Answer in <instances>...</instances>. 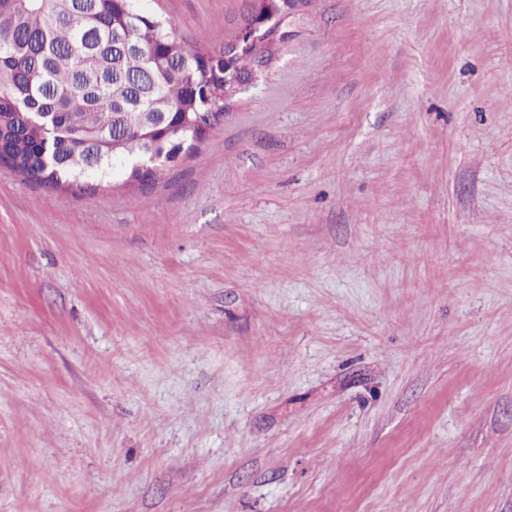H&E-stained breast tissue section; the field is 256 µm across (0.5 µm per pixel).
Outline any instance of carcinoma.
I'll use <instances>...</instances> for the list:
<instances>
[{
  "label": "carcinoma",
  "instance_id": "cac0c4a2",
  "mask_svg": "<svg viewBox=\"0 0 512 512\" xmlns=\"http://www.w3.org/2000/svg\"><path fill=\"white\" fill-rule=\"evenodd\" d=\"M135 0H0V166L92 195L145 135L127 112H165L154 138L187 141L224 112V63Z\"/></svg>",
  "mask_w": 512,
  "mask_h": 512
}]
</instances>
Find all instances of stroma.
Wrapping results in <instances>:
<instances>
[{"instance_id":"obj_1","label":"stroma","mask_w":512,"mask_h":512,"mask_svg":"<svg viewBox=\"0 0 512 512\" xmlns=\"http://www.w3.org/2000/svg\"><path fill=\"white\" fill-rule=\"evenodd\" d=\"M253 74L148 184L0 167V512H512V0H301Z\"/></svg>"}]
</instances>
